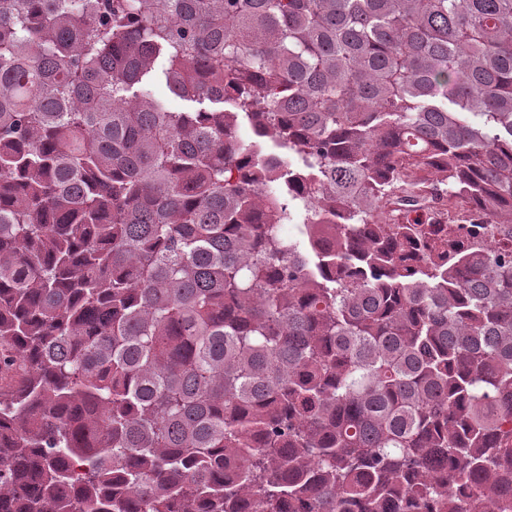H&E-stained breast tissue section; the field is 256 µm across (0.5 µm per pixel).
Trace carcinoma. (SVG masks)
I'll list each match as a JSON object with an SVG mask.
<instances>
[{
	"label": "carcinoma",
	"instance_id": "carcinoma-1",
	"mask_svg": "<svg viewBox=\"0 0 512 512\" xmlns=\"http://www.w3.org/2000/svg\"><path fill=\"white\" fill-rule=\"evenodd\" d=\"M0 512H512V0H0ZM438 225L435 228L441 227V229H446L447 232V240H448V231L452 229L453 233L449 239V246L451 249H454L459 252H468L472 246L474 241L475 234H471L469 229H475L477 232H481L480 224H433Z\"/></svg>",
	"mask_w": 512,
	"mask_h": 512
}]
</instances>
